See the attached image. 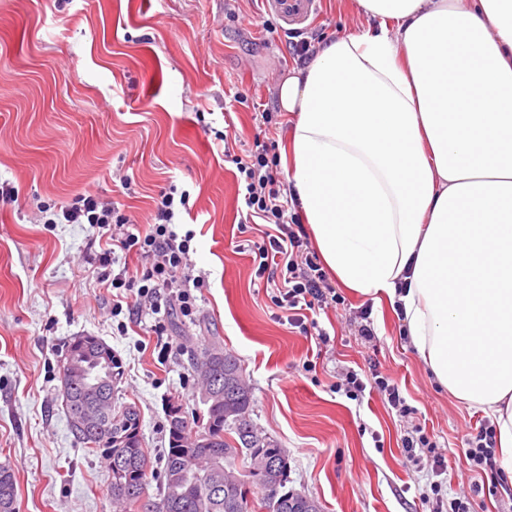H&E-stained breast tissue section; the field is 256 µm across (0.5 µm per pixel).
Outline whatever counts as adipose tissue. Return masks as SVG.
Segmentation results:
<instances>
[{
  "label": "adipose tissue",
  "mask_w": 512,
  "mask_h": 512,
  "mask_svg": "<svg viewBox=\"0 0 512 512\" xmlns=\"http://www.w3.org/2000/svg\"><path fill=\"white\" fill-rule=\"evenodd\" d=\"M280 84L287 183L338 282L400 301L512 482V0H354Z\"/></svg>",
  "instance_id": "ef3b65f1"
}]
</instances>
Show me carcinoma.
<instances>
[{"label": "carcinoma", "mask_w": 512, "mask_h": 512, "mask_svg": "<svg viewBox=\"0 0 512 512\" xmlns=\"http://www.w3.org/2000/svg\"><path fill=\"white\" fill-rule=\"evenodd\" d=\"M72 398L62 399L67 424L75 443L84 428L104 439L132 431L131 442L112 449L97 445L107 462L112 502L144 512H255V503L265 512H321L319 503L287 489L290 474L288 452L267 436L248 434L252 425V395H224L217 384L225 373L242 371L238 359L224 350L220 336L203 337L196 368L201 375L199 401L204 410L183 418L188 436L207 433V444L186 460L173 436L163 453V480L158 498L143 502L148 456L143 448L141 412L137 405L118 403L121 364L108 344H91L86 336L73 337L66 348ZM236 437L229 439L226 431ZM0 512H16L14 473L0 463Z\"/></svg>", "instance_id": "1"}]
</instances>
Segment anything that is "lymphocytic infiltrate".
<instances>
[{
	"mask_svg": "<svg viewBox=\"0 0 512 512\" xmlns=\"http://www.w3.org/2000/svg\"><path fill=\"white\" fill-rule=\"evenodd\" d=\"M235 163L239 173L237 182L244 190V221L259 226L261 232L262 241L257 244L253 259L256 276L270 287V302L279 320L303 331L316 329L319 336H326L327 331L320 328L317 314L341 304L342 299L318 255L308 247L300 217L291 210L277 158L270 156L268 148L264 147L246 150L244 156L236 157ZM188 201V192L178 191L176 186L161 191L146 232L116 204L93 194L76 195L64 206H42L41 213L51 224H94L110 230L113 246L123 253L144 258V265H125L115 272L107 269L101 271L99 277L101 281L110 282L112 288H122L135 295L133 306L125 309L121 304H114L113 313L125 310L136 316L155 315V329L161 332L166 328L160 318L161 289H168L171 303L177 305L182 316H193L197 309L191 290L200 287V280L186 283L180 279L181 273L191 266L193 235L189 232L181 235L174 229ZM369 387L383 394L400 416L411 414L412 409L398 384L387 374L372 371L370 381L366 382L357 371H346L342 388L347 398L359 399ZM401 446L408 462L417 465L425 460L431 466L430 488L434 498L431 512H472L468 497L444 498L442 477L448 471V464L433 435L423 427L413 426L403 436Z\"/></svg>",
	"mask_w": 512,
	"mask_h": 512,
	"instance_id": "f902f5d3",
	"label": "lymphocytic infiltrate"
}]
</instances>
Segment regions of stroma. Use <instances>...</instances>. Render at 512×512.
<instances>
[{
	"instance_id": "35a3bbf8",
	"label": "stroma",
	"mask_w": 512,
	"mask_h": 512,
	"mask_svg": "<svg viewBox=\"0 0 512 512\" xmlns=\"http://www.w3.org/2000/svg\"><path fill=\"white\" fill-rule=\"evenodd\" d=\"M262 0H0V181L18 192L0 203V463L15 476L18 512H122L98 454L73 441L58 400V362L70 338L98 336L122 361L119 400L139 406L149 459L146 500L160 484L168 445L166 405L201 410L195 368L203 336H222L250 385V419L285 448L290 488L323 512H430L427 464L406 461L401 439L422 425L448 449L445 496L463 491L474 512H512V485L481 489L461 454L486 418L441 387L400 333L387 296L345 292L318 329L274 317L242 240L236 166L218 131L252 144L262 111L277 113L279 153L288 126L277 88L294 66L299 26L254 25ZM351 0H322L309 27L333 37L367 27ZM129 176L123 190L120 176ZM190 193L178 234L192 232L194 274L204 276L194 319L172 312L163 337L152 316L118 331L112 289L97 280L109 235L91 224L44 223L43 204L94 194L147 222L159 191ZM371 305L376 341L355 313ZM313 361L315 371L303 368ZM395 380L413 414L385 397L334 390L348 369L372 366Z\"/></svg>"
}]
</instances>
